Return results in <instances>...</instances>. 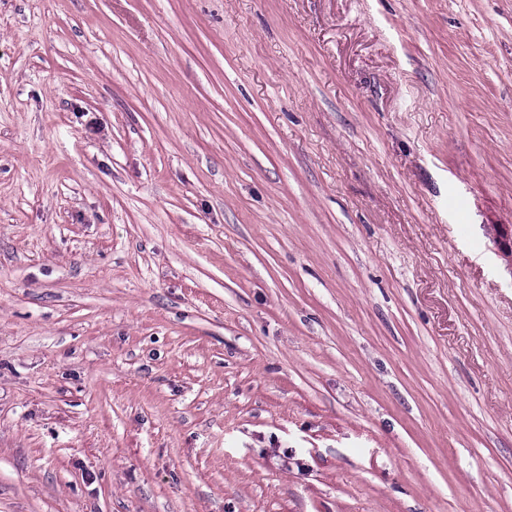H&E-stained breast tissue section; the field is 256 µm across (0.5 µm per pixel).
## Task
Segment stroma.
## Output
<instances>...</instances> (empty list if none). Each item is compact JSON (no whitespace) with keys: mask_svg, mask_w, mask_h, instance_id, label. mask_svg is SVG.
I'll use <instances>...</instances> for the list:
<instances>
[{"mask_svg":"<svg viewBox=\"0 0 512 512\" xmlns=\"http://www.w3.org/2000/svg\"><path fill=\"white\" fill-rule=\"evenodd\" d=\"M0 512H512V0H0Z\"/></svg>","mask_w":512,"mask_h":512,"instance_id":"stroma-1","label":"stroma"}]
</instances>
